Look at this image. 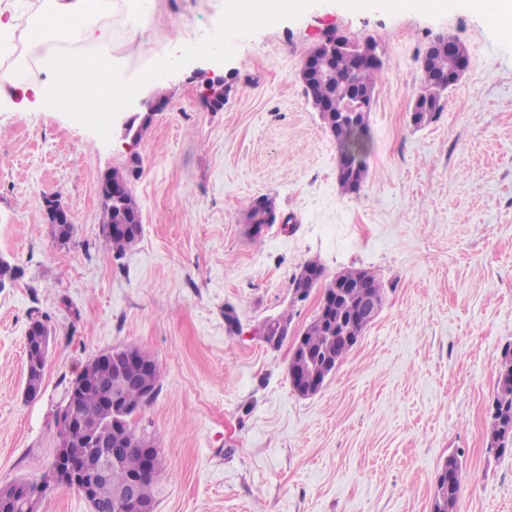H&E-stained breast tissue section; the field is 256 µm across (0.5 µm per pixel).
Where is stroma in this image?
<instances>
[{"label": "stroma", "instance_id": "stroma-1", "mask_svg": "<svg viewBox=\"0 0 512 512\" xmlns=\"http://www.w3.org/2000/svg\"><path fill=\"white\" fill-rule=\"evenodd\" d=\"M163 28L122 57L138 78L178 30L208 28L218 0H156ZM333 35L372 38L383 69L370 113L369 175L337 183L336 140L304 94L307 52ZM470 65L423 126L410 121L418 58L436 36ZM224 105L206 106L200 56L142 85L138 105L92 122L34 98L0 100V254L21 272L0 288V489L36 481L58 443L55 414L93 358L128 344L151 354L160 389L136 418L163 464L156 512H432L435 477L459 456L458 512H512V452L490 448V408L512 343V43L467 8L434 14L341 0L221 39ZM150 113L138 142L128 117ZM140 158L132 189L143 234L122 257L101 233L104 175ZM57 196L76 231L50 234ZM280 218L261 241L251 201ZM360 268L384 284L381 311L314 395L294 391L291 342L255 334L290 314L302 333L321 291L292 280ZM51 349L37 397L24 395L33 312ZM236 325H229L226 312ZM276 214V206L273 199L269 197H258L254 199L244 212V221L247 233L253 241H259L265 229L269 224H273L274 220L267 224L269 216Z\"/></svg>", "mask_w": 512, "mask_h": 512}]
</instances>
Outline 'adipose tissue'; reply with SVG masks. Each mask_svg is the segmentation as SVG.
<instances>
[{
    "label": "adipose tissue",
    "instance_id": "obj_1",
    "mask_svg": "<svg viewBox=\"0 0 512 512\" xmlns=\"http://www.w3.org/2000/svg\"><path fill=\"white\" fill-rule=\"evenodd\" d=\"M214 20L216 29L228 23L252 21L271 15L288 17L279 0H221ZM388 4L417 5L443 14L460 5L474 7L496 18L499 36L512 41V0H387ZM156 17V0H0V97L27 89L44 100L53 112H77L100 121L134 100L138 80L123 79L120 59L109 47L111 35L105 19L118 20L126 46L142 50L140 31ZM36 50L46 81L20 84L8 59L18 48Z\"/></svg>",
    "mask_w": 512,
    "mask_h": 512
}]
</instances>
